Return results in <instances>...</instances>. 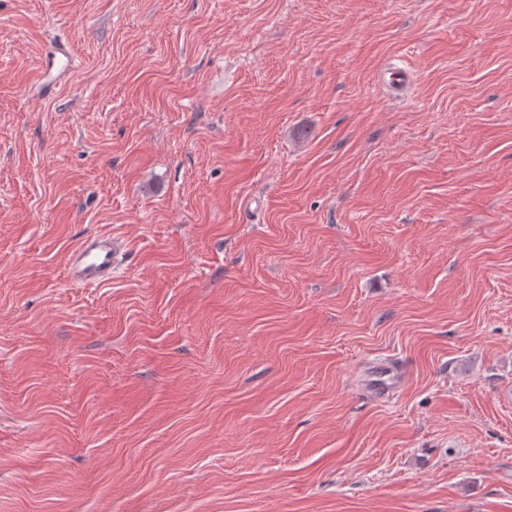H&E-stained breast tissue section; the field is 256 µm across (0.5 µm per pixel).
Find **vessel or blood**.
Segmentation results:
<instances>
[{
  "instance_id": "obj_1",
  "label": "vessel or blood",
  "mask_w": 512,
  "mask_h": 512,
  "mask_svg": "<svg viewBox=\"0 0 512 512\" xmlns=\"http://www.w3.org/2000/svg\"><path fill=\"white\" fill-rule=\"evenodd\" d=\"M121 249L107 236H87L77 245L69 268L72 284L93 285L110 281ZM405 368L396 362L374 365L363 385L367 395L381 400L394 393L402 384Z\"/></svg>"
}]
</instances>
